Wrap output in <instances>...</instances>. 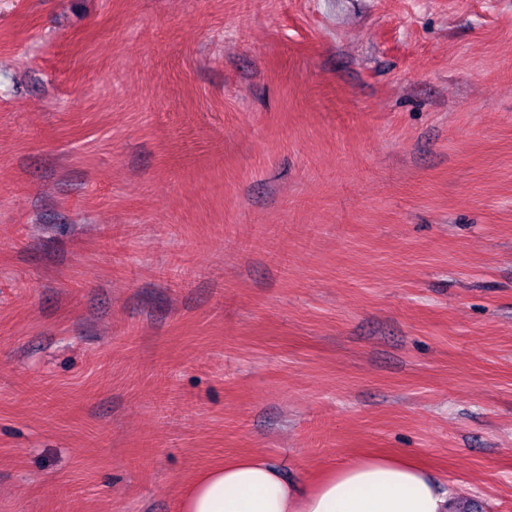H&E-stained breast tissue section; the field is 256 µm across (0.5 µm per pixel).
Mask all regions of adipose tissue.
Masks as SVG:
<instances>
[{"label":"adipose tissue","mask_w":512,"mask_h":512,"mask_svg":"<svg viewBox=\"0 0 512 512\" xmlns=\"http://www.w3.org/2000/svg\"><path fill=\"white\" fill-rule=\"evenodd\" d=\"M454 497L413 456H372L314 479H291L266 458L225 460L181 496L178 512H452Z\"/></svg>","instance_id":"obj_1"}]
</instances>
